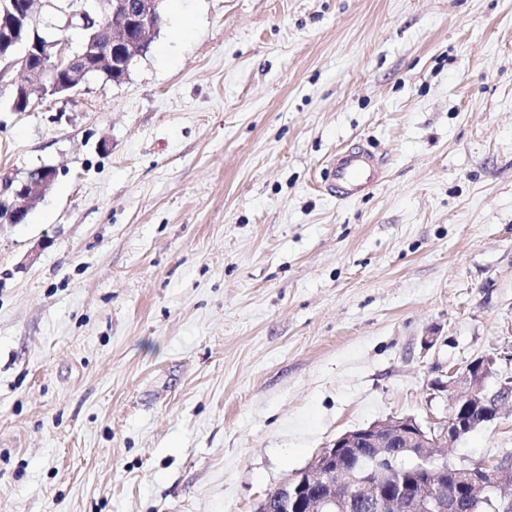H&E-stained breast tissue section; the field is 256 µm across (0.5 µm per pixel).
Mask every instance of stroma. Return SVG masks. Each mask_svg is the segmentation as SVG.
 Wrapping results in <instances>:
<instances>
[{
    "mask_svg": "<svg viewBox=\"0 0 512 512\" xmlns=\"http://www.w3.org/2000/svg\"><path fill=\"white\" fill-rule=\"evenodd\" d=\"M366 144L384 181H322ZM0 512H255L512 378V0H166L122 82L0 93ZM512 454V410L448 450ZM58 171L53 165H40L27 173L26 179L12 192L10 182L0 189L1 223L20 224L52 188ZM12 193L10 197L9 196Z\"/></svg>",
    "mask_w": 512,
    "mask_h": 512,
    "instance_id": "1",
    "label": "stroma"
}]
</instances>
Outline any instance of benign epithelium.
<instances>
[{"label": "benign epithelium", "instance_id": "7a95c632", "mask_svg": "<svg viewBox=\"0 0 512 512\" xmlns=\"http://www.w3.org/2000/svg\"><path fill=\"white\" fill-rule=\"evenodd\" d=\"M76 14L89 21L104 18L112 24L111 50L101 49L97 35L78 46L56 34L37 36L40 8H55L54 0H0V61L10 60L15 73L10 86V111L31 93L41 95L48 80L53 89L66 91L74 81L59 82L56 73L88 79L98 72L127 77L130 66L147 52L156 31L161 0H77ZM58 171L53 165L30 170L16 189L6 182L0 187V221L20 224L52 188ZM493 360L476 358L464 368L448 371L441 389L448 392L450 403L446 417L424 427L409 416H390L348 430L318 453L294 478L267 495L256 512H354L366 506L370 512H458L461 496L448 486L443 476L454 470L469 476L468 497L475 492L496 489L512 481V454L492 463L457 464L448 459L446 450L480 424L497 419L505 406L512 404V381L503 383L493 393L486 391ZM374 450L372 467H346L341 453L350 448ZM411 450L418 459L417 470L427 480L412 496L399 489V474L385 466L392 458L391 449Z\"/></svg>", "mask_w": 512, "mask_h": 512}]
</instances>
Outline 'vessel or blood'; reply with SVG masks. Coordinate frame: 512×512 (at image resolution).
I'll use <instances>...</instances> for the list:
<instances>
[{
  "label": "vessel or blood",
  "mask_w": 512,
  "mask_h": 512,
  "mask_svg": "<svg viewBox=\"0 0 512 512\" xmlns=\"http://www.w3.org/2000/svg\"><path fill=\"white\" fill-rule=\"evenodd\" d=\"M383 167L382 158L366 147L338 153L329 162L325 189L339 200L355 198L377 184Z\"/></svg>",
  "instance_id": "1"
}]
</instances>
